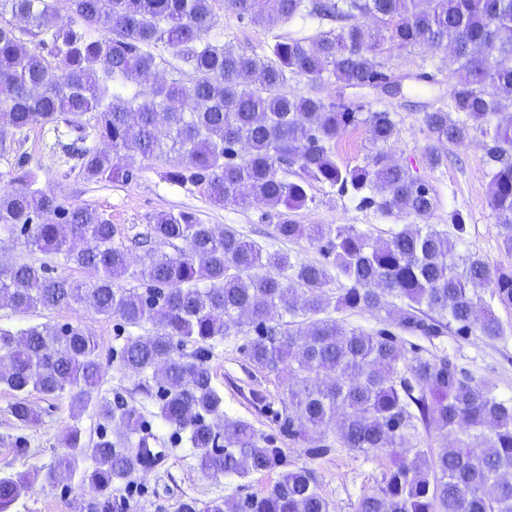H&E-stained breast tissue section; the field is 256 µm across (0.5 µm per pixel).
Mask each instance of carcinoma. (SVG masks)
I'll use <instances>...</instances> for the list:
<instances>
[{
	"label": "carcinoma",
	"mask_w": 512,
	"mask_h": 512,
	"mask_svg": "<svg viewBox=\"0 0 512 512\" xmlns=\"http://www.w3.org/2000/svg\"><path fill=\"white\" fill-rule=\"evenodd\" d=\"M214 4L0 0V155L16 135L62 123L73 135L67 151L88 181H127L135 157L161 160L167 177L202 186L217 207L251 197L278 218L274 242L262 245L192 212L160 213L146 235L182 246L171 255L149 249L133 263L112 245L114 226L104 213L90 205L66 209L38 187L35 172L21 164L12 170L14 188L0 195V233H20L31 252L63 256L90 282L54 276L46 262L0 266V299L20 313L88 301L127 326L152 324V335L126 340L119 361L138 376L135 392L156 397L153 416L171 429L165 440L138 408L100 396L104 370L88 329L0 328V359L9 363L0 385L14 394L9 413L18 426L38 421L32 391L67 398L80 411L92 403L100 418L88 440L78 425L68 427L65 450L45 481L77 475L96 489L84 512H130L112 496V484L134 482L157 460L158 444L187 442L204 475L244 477L285 466L282 450L252 424L224 414L212 384L211 349L243 333L247 360L286 376L281 426L310 457L329 451L330 432L344 448L388 456L382 485L362 496L355 512H512V401L448 355L410 359L388 329H346L325 315L333 289L335 310L382 312L410 336L478 331L494 340L503 326L478 289H492L511 309L512 270L456 253L467 232L460 218L451 238L429 224H405L381 240L353 225L297 223L291 211L307 205L313 182L350 189L387 215L424 218L435 199L382 151L360 166L336 162V139L351 126L365 125L375 145L394 140L391 113L288 92L294 77L368 89L396 79L381 61L388 47H452L450 110L424 113L427 161L439 164L448 146L465 145L473 130L489 139L490 205L512 252V123H492L512 107V0H262L259 13L255 0H226L238 17L257 23H338L313 37L275 35L262 55L208 39ZM160 43L180 66L170 80L150 85L145 77L158 67L151 48ZM452 111L466 113L472 125L453 120ZM91 134L108 149L87 146ZM283 166L297 167L299 180L280 175ZM303 238L318 245L324 261L275 247ZM121 277L147 288L114 287ZM279 309L301 320L271 324ZM188 344L196 346L191 355L183 352ZM443 431L456 434L452 445L436 454L420 448ZM31 487L28 474L0 470V512ZM178 512H334V505L313 470L301 467L260 495L203 505L191 498Z\"/></svg>",
	"instance_id": "carcinoma-1"
}]
</instances>
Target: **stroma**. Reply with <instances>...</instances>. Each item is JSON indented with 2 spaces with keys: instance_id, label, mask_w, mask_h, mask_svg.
<instances>
[{
  "instance_id": "obj_1",
  "label": "stroma",
  "mask_w": 512,
  "mask_h": 512,
  "mask_svg": "<svg viewBox=\"0 0 512 512\" xmlns=\"http://www.w3.org/2000/svg\"><path fill=\"white\" fill-rule=\"evenodd\" d=\"M218 21L211 29V38L233 44L247 52H261L274 35L313 36L319 33L317 23L305 21L282 26H265L241 19L228 9L223 0L216 4ZM451 53L425 45L394 49L383 55L388 71L407 75L401 95L382 97L369 90H340L328 83L322 88L330 101L338 99L363 106L364 110H385L394 116L398 138L384 145L391 160L409 168L410 172L428 184L435 195V206L427 223L440 230H451L455 216H462L468 229L460 250L473 253L491 266L512 268V253L501 243L499 226L490 207V177L486 139L472 132L466 146H452L448 158L438 167H430L425 159L428 143L424 125L425 112L447 107L448 68ZM434 75V82L421 81V73ZM39 175L42 189L57 196L68 208L91 205L103 212L115 228L114 244L126 249L131 257H139L132 239L142 232L154 216L163 212L191 211L207 224L231 225L246 238L265 244L271 242L277 222L273 209L251 199L224 208L214 207L202 188L191 183L169 181L165 165L159 161H136V176L129 182H90L84 179L80 163L66 154L54 133L33 127L13 143L7 158L0 159V194L10 191V171L17 162ZM307 207L294 211L300 224H352L376 239L388 238L391 231L400 229L403 218L382 215L373 207L359 203L349 193L321 183L308 189ZM503 325V336L491 341L474 334L465 338L450 333L434 339L406 337V352L424 355L447 354L454 357L473 378L492 382L496 392L512 398V309H497ZM61 326L79 325L97 336L100 360L105 377L102 393L111 401H129L150 411L152 400L133 393L134 378L124 371L112 352L132 335L153 333L152 324L127 327L118 318L107 319L85 303L55 310L19 313L0 303V327L17 330L34 324ZM243 335L226 337L208 358L215 387L224 399V410L233 419L248 421L259 436L273 447L282 449L288 469H313L317 485L324 497L336 507V512H355L358 500L375 492L382 483L386 459L371 457L332 444L330 452L313 460L304 448L291 441L281 428L280 413L288 405L287 383L273 373L257 369L244 357ZM28 399L40 416L37 426L16 429L8 412L14 397L0 388V436L22 434L29 442L27 454H15L13 449L0 446V466L11 470L42 475L64 450L63 436L71 425L72 411L68 399L46 397L31 392ZM279 478L278 472L253 473L248 476H207L197 466L194 451L188 444L165 447L162 457L152 467L142 471L135 486L116 483L112 494L123 497L136 493L135 512H177L179 503L188 498L206 503L212 499L260 494ZM94 495L90 485L78 479L60 478L56 483L36 482L32 492L21 498L14 512H72L73 503H86Z\"/></svg>"
}]
</instances>
